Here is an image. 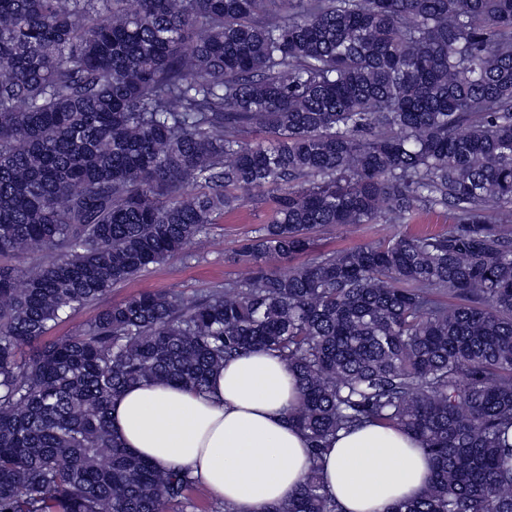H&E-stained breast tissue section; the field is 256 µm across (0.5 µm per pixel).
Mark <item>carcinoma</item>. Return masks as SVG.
I'll return each instance as SVG.
<instances>
[{
	"label": "carcinoma",
	"instance_id": "obj_1",
	"mask_svg": "<svg viewBox=\"0 0 512 512\" xmlns=\"http://www.w3.org/2000/svg\"><path fill=\"white\" fill-rule=\"evenodd\" d=\"M251 188L274 214L249 277L107 302ZM421 209L455 224L273 268ZM35 252L0 266V512L197 508L112 400L251 349L296 373L312 454L272 512H341L319 462L367 423L432 460L391 512H512V0H0V257ZM97 312V305H88L75 311L65 322L57 325L50 333V336H64L72 333L78 327L93 320Z\"/></svg>",
	"mask_w": 512,
	"mask_h": 512
}]
</instances>
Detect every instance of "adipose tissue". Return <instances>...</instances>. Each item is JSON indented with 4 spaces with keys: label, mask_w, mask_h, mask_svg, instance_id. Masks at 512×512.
<instances>
[{
    "label": "adipose tissue",
    "mask_w": 512,
    "mask_h": 512,
    "mask_svg": "<svg viewBox=\"0 0 512 512\" xmlns=\"http://www.w3.org/2000/svg\"><path fill=\"white\" fill-rule=\"evenodd\" d=\"M298 398L286 363L254 350L227 361L201 393L166 382L126 388L110 424L125 448L189 469L231 512H268L288 502L309 468V441L290 418ZM430 470L422 442L390 425L340 431L322 458L325 488L344 512L414 500Z\"/></svg>",
    "instance_id": "obj_1"
}]
</instances>
